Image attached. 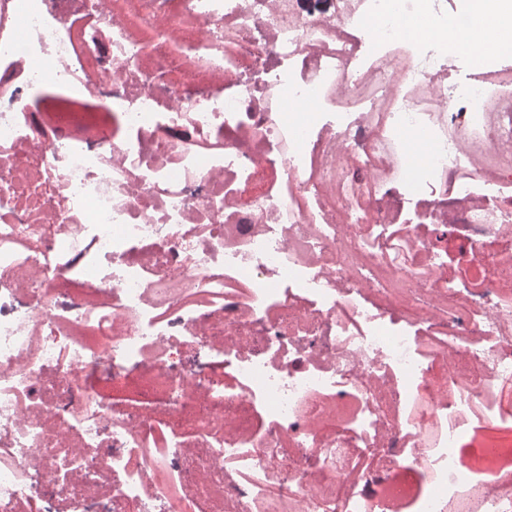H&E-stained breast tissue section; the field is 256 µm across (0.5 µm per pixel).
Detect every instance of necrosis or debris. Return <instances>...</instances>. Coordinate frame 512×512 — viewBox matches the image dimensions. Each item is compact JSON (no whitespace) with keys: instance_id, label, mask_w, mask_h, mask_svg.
<instances>
[{"instance_id":"4bbe7bcc","label":"necrosis or debris","mask_w":512,"mask_h":512,"mask_svg":"<svg viewBox=\"0 0 512 512\" xmlns=\"http://www.w3.org/2000/svg\"><path fill=\"white\" fill-rule=\"evenodd\" d=\"M452 12L512 0H0V512H512V51ZM480 22L486 26V28L478 34L476 33V30H469L470 23L468 21H452L450 23L459 27L458 29L452 30L453 34L459 38H465L468 40L476 59L480 61L493 56L496 53L512 50V42L505 41L502 37L494 34V28L492 27L497 25V21L495 19L485 18ZM487 22H491L494 25L484 24Z\"/></svg>"}]
</instances>
